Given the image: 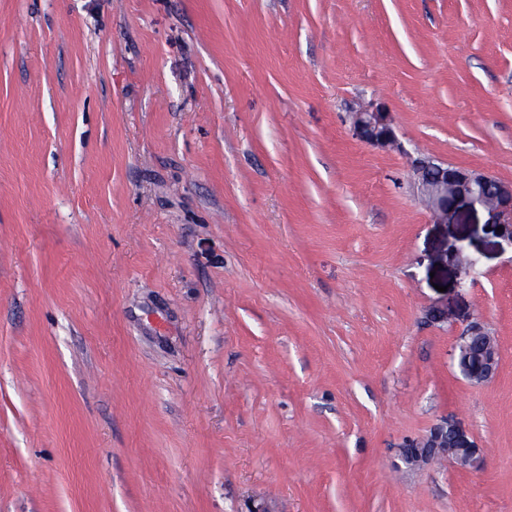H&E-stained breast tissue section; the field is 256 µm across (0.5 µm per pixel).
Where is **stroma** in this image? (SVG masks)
<instances>
[{
    "label": "stroma",
    "instance_id": "35a3bbf8",
    "mask_svg": "<svg viewBox=\"0 0 512 512\" xmlns=\"http://www.w3.org/2000/svg\"><path fill=\"white\" fill-rule=\"evenodd\" d=\"M419 157L512 182V0H0V512H512V242ZM353 125L361 139L378 148L386 149L396 141L390 113L381 106L356 112ZM457 349V364L467 380L483 384L495 377L500 359L499 345L480 323L472 324L459 336ZM442 457L455 460L462 469H476L481 463L480 448L468 430L460 422L448 420L425 437L411 441L402 448L401 456L409 466Z\"/></svg>",
    "mask_w": 512,
    "mask_h": 512
}]
</instances>
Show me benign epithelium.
<instances>
[{"label": "benign epithelium", "mask_w": 512, "mask_h": 512, "mask_svg": "<svg viewBox=\"0 0 512 512\" xmlns=\"http://www.w3.org/2000/svg\"><path fill=\"white\" fill-rule=\"evenodd\" d=\"M353 125L361 139L378 148L386 149L396 141L390 113L381 106L356 112ZM413 170L418 190L443 223L454 222L461 204L472 209L480 207L489 215L486 226L490 232L512 242V183L501 182L485 172L426 158L416 159ZM499 226L500 232L496 231ZM457 349V364L467 380L483 384L495 377L500 349L484 326L472 324L459 336ZM442 457L455 460L463 469H476L481 463L476 441L461 423L454 421L442 422L402 449V460L409 466Z\"/></svg>", "instance_id": "7a95c632"}]
</instances>
